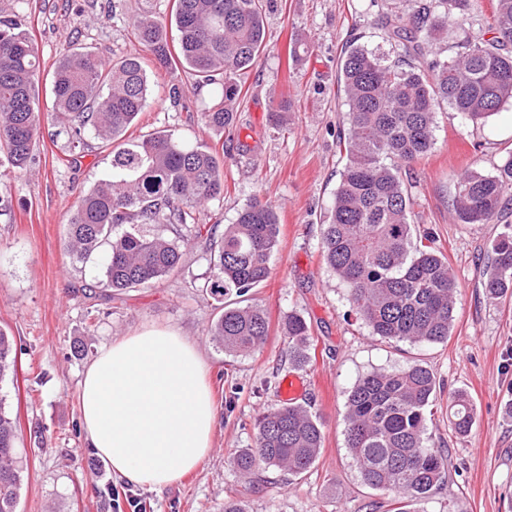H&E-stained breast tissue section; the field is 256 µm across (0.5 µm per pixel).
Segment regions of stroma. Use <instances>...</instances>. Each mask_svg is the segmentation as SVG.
<instances>
[{
  "label": "stroma",
  "mask_w": 512,
  "mask_h": 512,
  "mask_svg": "<svg viewBox=\"0 0 512 512\" xmlns=\"http://www.w3.org/2000/svg\"><path fill=\"white\" fill-rule=\"evenodd\" d=\"M172 3L0 0V17L24 20L44 81L72 43L109 59H143L148 102L127 137L172 129L187 143L203 141L224 160V193L201 212V223H234L255 199L273 205L279 236L271 273L248 295L265 311L269 336L247 356L216 347L209 333L216 303L204 289L211 242L189 226L147 229L179 245L178 273L109 298L84 295L82 285L101 280L103 265L70 261L63 250L66 224L81 193L110 173L112 156L94 138L84 156L70 154L56 125L43 123L30 166L16 172L0 164V330L13 336L18 363L16 377L0 382V405L19 421L17 512H118L110 505L115 489L140 500L146 512H224L230 498L247 512H392L395 494L364 485L355 469L344 436L346 401L361 376L413 361L436 378L428 428L448 451V481L411 503L412 512H512V415L506 412L512 405V298L491 300L481 286L489 245L504 227L459 223L452 206L461 171H493L512 150V103L482 125L439 112L431 153L403 168L414 198L412 222L447 256L455 275V320L444 343L383 339L371 334L325 265L321 224L344 164L339 136L348 127L347 107L337 91L342 46L355 37L389 49L377 17L408 13L412 0H262L267 47L239 77L234 125L224 131L202 120L210 88L194 89L182 70L156 67L133 35L136 17H169ZM296 42L307 51L295 59L290 47ZM175 88L181 91L176 100ZM282 99L290 110L276 123L270 110ZM291 313L304 317L312 340L311 359L297 371L280 329ZM149 326L172 328L198 349L217 408L208 456L160 492L113 476L89 447L78 407L79 384L99 350ZM295 371L308 381L298 402L321 425V453L299 477L275 468L244 477L234 458L253 447L257 419L280 406L279 385ZM455 391L466 392L475 409L464 437L448 422V395Z\"/></svg>",
  "instance_id": "1"
}]
</instances>
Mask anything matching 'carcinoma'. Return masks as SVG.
<instances>
[{"label": "carcinoma", "mask_w": 512, "mask_h": 512, "mask_svg": "<svg viewBox=\"0 0 512 512\" xmlns=\"http://www.w3.org/2000/svg\"><path fill=\"white\" fill-rule=\"evenodd\" d=\"M482 11L481 0H414L406 15L382 13L377 25L397 49L345 47L338 82L348 107L343 138L346 163L322 231L325 264L348 290V300L372 335L409 343H445L454 321L456 281L448 257L414 233L412 198L401 167L427 156L435 141L436 114L446 108L478 124L512 101V0H490L491 37L465 40L447 57L441 43L448 21ZM176 32L170 44L168 30ZM140 43L163 68L178 65L197 88L215 87L202 113L206 126H233L231 106L238 76L265 47L262 0H173L170 22L141 16L134 23ZM40 60L22 23L0 18V152L17 169L33 160L40 133L37 75ZM149 96L138 57L112 62L75 51L56 66L45 101L69 148L84 152L86 136L112 145V171L84 194L67 223L65 249L87 263L104 253L105 280L83 285L122 292L145 287L180 269V246L151 236L153 224L201 228L197 211L224 194L223 161L202 144H188L174 131H155L121 142ZM512 206V151L494 172L468 168L457 178L453 204L462 224H498ZM278 235L268 203L245 205L235 223L214 242L207 288L220 303L209 333L224 352L247 354L266 342L263 310L241 302L270 274ZM483 285L493 300L512 292V232L491 243ZM282 329L288 361L308 362L306 322L291 314ZM13 337L0 330V381L15 372ZM436 399V379L413 362L360 377L346 402V447L366 485L390 491L406 503L429 497L448 476V451L427 435V414ZM474 407L458 392L448 403V422L470 433ZM17 424L0 406V512H16L22 483L16 458ZM323 445L320 424L309 409L288 405L257 420L255 447L241 451L237 469L260 467L298 477L314 465Z\"/></svg>", "instance_id": "carcinoma-1"}]
</instances>
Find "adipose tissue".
I'll return each mask as SVG.
<instances>
[{
	"mask_svg": "<svg viewBox=\"0 0 512 512\" xmlns=\"http://www.w3.org/2000/svg\"><path fill=\"white\" fill-rule=\"evenodd\" d=\"M82 429L120 480L160 491L208 455L216 405L194 345L150 327L100 349L80 386Z\"/></svg>",
	"mask_w": 512,
	"mask_h": 512,
	"instance_id": "1",
	"label": "adipose tissue"
}]
</instances>
